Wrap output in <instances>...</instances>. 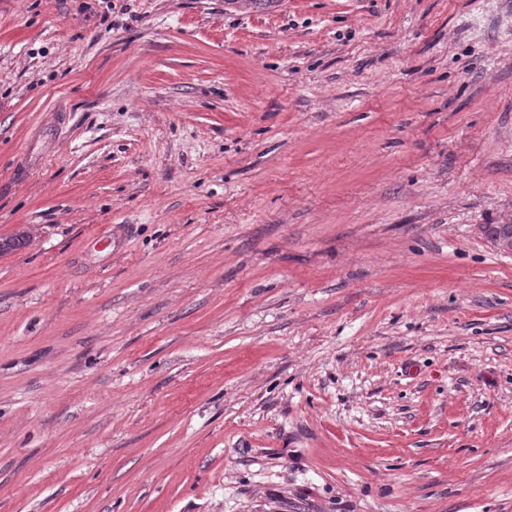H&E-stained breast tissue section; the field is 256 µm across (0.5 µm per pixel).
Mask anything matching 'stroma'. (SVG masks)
Instances as JSON below:
<instances>
[{
	"mask_svg": "<svg viewBox=\"0 0 512 512\" xmlns=\"http://www.w3.org/2000/svg\"><path fill=\"white\" fill-rule=\"evenodd\" d=\"M507 215L512 0H0V512H512ZM481 232L491 239L494 248L503 254L512 255V221L505 218L503 224L481 227Z\"/></svg>",
	"mask_w": 512,
	"mask_h": 512,
	"instance_id": "35a3bbf8",
	"label": "stroma"
}]
</instances>
